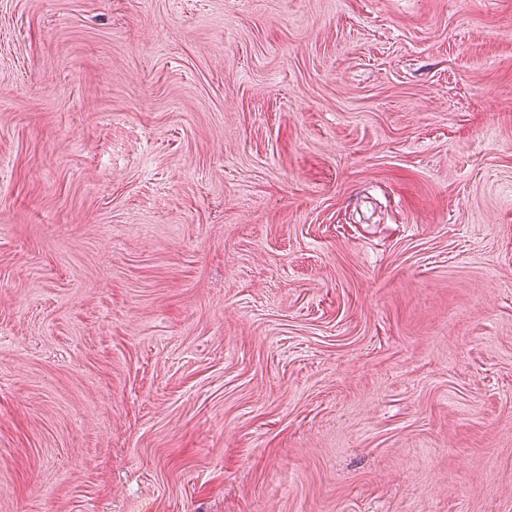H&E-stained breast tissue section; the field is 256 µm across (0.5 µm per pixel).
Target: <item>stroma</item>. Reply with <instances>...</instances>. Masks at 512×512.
<instances>
[{
	"label": "stroma",
	"instance_id": "obj_1",
	"mask_svg": "<svg viewBox=\"0 0 512 512\" xmlns=\"http://www.w3.org/2000/svg\"><path fill=\"white\" fill-rule=\"evenodd\" d=\"M0 512H512V0H0Z\"/></svg>",
	"mask_w": 512,
	"mask_h": 512
}]
</instances>
